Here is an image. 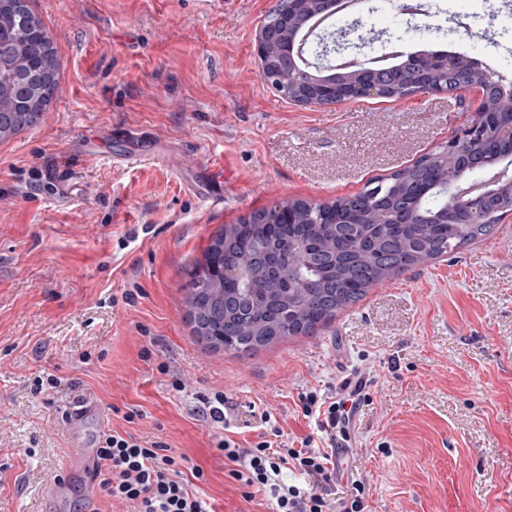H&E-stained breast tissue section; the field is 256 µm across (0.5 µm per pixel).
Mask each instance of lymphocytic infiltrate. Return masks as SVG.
<instances>
[{"label": "lymphocytic infiltrate", "instance_id": "1", "mask_svg": "<svg viewBox=\"0 0 512 512\" xmlns=\"http://www.w3.org/2000/svg\"><path fill=\"white\" fill-rule=\"evenodd\" d=\"M365 387L360 378L343 381L331 393L303 395L302 413L317 432L296 441L283 438L275 427L240 445L229 434L226 400L219 390L198 395L196 412L222 428L215 446L245 500L262 497L269 512H367L364 481L351 480L350 493L340 497L330 492L345 475L339 450L349 442L353 417L367 399ZM287 471L299 473L303 485L286 483ZM203 478L201 467L190 465L186 455H175L164 442L146 443L115 429L99 438L93 479L107 501L126 505L128 512H210L195 488Z\"/></svg>", "mask_w": 512, "mask_h": 512}]
</instances>
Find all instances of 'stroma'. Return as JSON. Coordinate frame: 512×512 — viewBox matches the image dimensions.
Masks as SVG:
<instances>
[{
    "label": "stroma",
    "instance_id": "stroma-1",
    "mask_svg": "<svg viewBox=\"0 0 512 512\" xmlns=\"http://www.w3.org/2000/svg\"><path fill=\"white\" fill-rule=\"evenodd\" d=\"M278 0H31L60 53L35 127L0 140V512H125L75 479L51 493L77 443L103 430L162 441L204 471L214 512H267L242 496L193 408L223 391L236 441L315 434L300 397L363 377L349 468L371 512H512V219L485 241L371 288L313 336L247 355L212 351L185 321L188 273L224 226L304 199L352 196L454 138L476 90L303 106L261 75L255 37ZM363 0L353 16L407 52L457 53L512 79V0ZM480 19L464 32L452 12ZM151 158L118 161L125 132ZM223 155V201L191 187ZM169 361V373L158 365ZM59 387L36 393L35 377ZM182 378L183 391L172 388ZM98 415L73 435L79 395ZM138 409L135 424L122 412Z\"/></svg>",
    "mask_w": 512,
    "mask_h": 512
}]
</instances>
